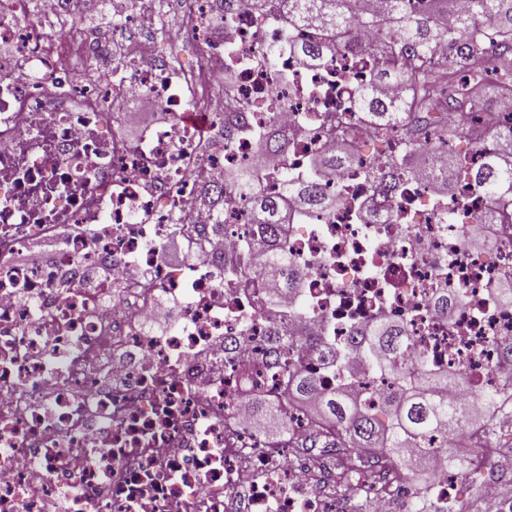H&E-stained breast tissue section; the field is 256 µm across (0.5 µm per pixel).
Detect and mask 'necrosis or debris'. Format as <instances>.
Instances as JSON below:
<instances>
[{"mask_svg":"<svg viewBox=\"0 0 512 512\" xmlns=\"http://www.w3.org/2000/svg\"><path fill=\"white\" fill-rule=\"evenodd\" d=\"M112 2L106 45L45 27L71 0H0V512H229L242 492L247 512H336L335 471L298 450L325 426L288 388L301 376L363 395L387 387L363 368L357 336L379 320L405 329L426 369L457 372L456 398L499 426L479 396L512 387L500 359L512 305L494 292L512 279V198L449 171L448 156L462 141L470 167L498 154L490 132L512 128V94L432 114L408 139L359 109L358 87L402 93L376 82L377 53L307 65L289 44L330 30L291 28L253 0H186L182 29L201 47L192 66L174 65L180 42L155 36L109 73L94 60L147 24L149 0ZM134 89L168 113L137 140L119 122ZM319 155L344 159L320 184L336 206L293 211L281 245L301 286L272 306L229 274L265 256L242 254L251 193L224 175L251 172L281 195L280 174L304 177ZM435 172L451 174L452 193ZM181 232L205 251L160 263ZM45 247L38 264L16 260ZM160 314L172 326L158 335ZM280 325L296 351L283 371L269 361ZM259 397L280 401L285 438L256 435ZM439 439L422 480L370 487L377 512L414 496L458 512L467 480L484 493L502 484L507 442L472 427ZM449 447L466 472L449 469Z\"/></svg>","mask_w":512,"mask_h":512,"instance_id":"obj_1","label":"necrosis or debris"}]
</instances>
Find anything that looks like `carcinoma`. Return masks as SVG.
I'll list each match as a JSON object with an SVG mask.
<instances>
[{
	"mask_svg": "<svg viewBox=\"0 0 512 512\" xmlns=\"http://www.w3.org/2000/svg\"><path fill=\"white\" fill-rule=\"evenodd\" d=\"M407 0H363L361 15L353 22L349 18L344 0H281L284 18L291 26H300L312 18L320 19L326 27L346 33L344 50L360 54L367 50L360 31L366 26H382L400 35L402 43L384 44L385 53L394 55L400 50L418 57L431 53L444 39L453 51L452 64L472 72L471 94L482 101L479 90L485 86L478 69L485 62L486 36L480 31L479 20L492 16L497 23L495 40L491 49L500 76L512 83V0H470L469 9L460 13L456 0H429L426 14L411 13ZM454 17L458 31L467 34L457 40L441 19ZM301 56L316 65L325 61L333 46L304 42L296 46ZM380 77L403 84L410 95L404 99L379 101L373 90L360 91L359 103L365 113L376 123L383 125H408L422 112L436 107L435 86L438 81H453V72L434 74L426 69L405 72L387 66ZM336 169V161L321 163L301 180H293L288 173L282 177L287 189L295 194V206L300 208L328 209L334 202L320 191V180L328 171ZM474 179L486 193L497 195L512 193V165L492 157L484 166L472 172ZM252 240L247 247L257 245L269 255L267 268L260 273L270 285V293L276 295L294 289L297 273L279 252V243L289 221L288 202L277 196L257 192L252 198ZM364 343L363 363L391 379L389 391L383 396L377 409L366 407L362 400L346 387L338 386L320 396L317 416L333 429L334 447L356 455V473L369 480L380 479L378 461L359 454L361 448H383L388 462L397 470L416 473L421 470L426 447L431 438L441 431L471 426L472 417L467 406L450 396L458 385V379L447 373H432L421 367L402 370L399 361L405 360L408 342L403 329L389 323L378 322L360 331ZM280 418L279 436L287 433V423L277 403L260 401L257 404V421ZM419 448L424 456L416 459L412 449Z\"/></svg>",
	"mask_w": 512,
	"mask_h": 512,
	"instance_id": "obj_1",
	"label": "carcinoma"
}]
</instances>
